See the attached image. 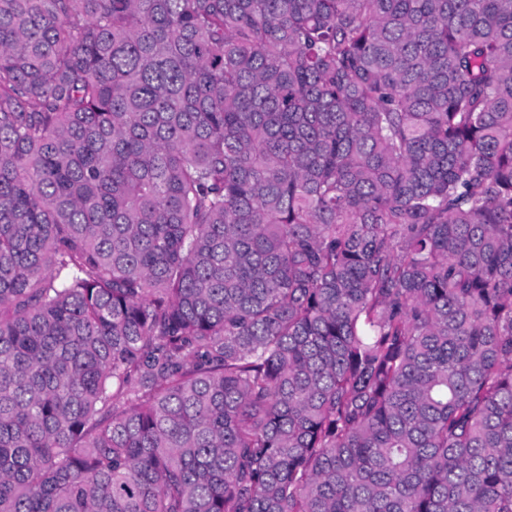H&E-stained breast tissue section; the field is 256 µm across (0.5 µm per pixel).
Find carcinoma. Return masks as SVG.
Returning a JSON list of instances; mask_svg holds the SVG:
<instances>
[{
    "instance_id": "obj_1",
    "label": "carcinoma",
    "mask_w": 512,
    "mask_h": 512,
    "mask_svg": "<svg viewBox=\"0 0 512 512\" xmlns=\"http://www.w3.org/2000/svg\"><path fill=\"white\" fill-rule=\"evenodd\" d=\"M0 512H512V0H0Z\"/></svg>"
}]
</instances>
